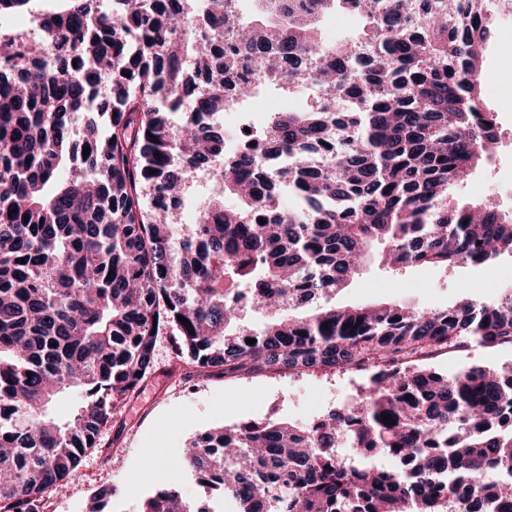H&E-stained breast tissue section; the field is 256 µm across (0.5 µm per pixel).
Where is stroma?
Wrapping results in <instances>:
<instances>
[{
  "mask_svg": "<svg viewBox=\"0 0 512 512\" xmlns=\"http://www.w3.org/2000/svg\"><path fill=\"white\" fill-rule=\"evenodd\" d=\"M512 16L499 21L485 51L481 88L497 112L500 141L461 188L465 202H493L512 211ZM512 292V260L479 267H419L395 276L367 264L339 292L340 305L395 300L418 307L442 308L470 294L499 297ZM480 362L512 363V347L487 352L469 346L437 357L431 365L443 374ZM361 378L336 370L314 373H263L239 378L206 376L174 355L172 336H160L152 370L126 401L121 417L101 434V451L88 455L62 495H48L40 512H87L91 497L115 488L112 512H137L140 503L164 484L177 486L188 499L204 498L194 475L173 462L204 432L246 419L300 422L355 394Z\"/></svg>",
  "mask_w": 512,
  "mask_h": 512,
  "instance_id": "obj_1",
  "label": "stroma"
}]
</instances>
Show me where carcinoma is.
<instances>
[{"instance_id":"obj_1","label":"carcinoma","mask_w":512,"mask_h":512,"mask_svg":"<svg viewBox=\"0 0 512 512\" xmlns=\"http://www.w3.org/2000/svg\"><path fill=\"white\" fill-rule=\"evenodd\" d=\"M30 2L0 0V17ZM243 2L65 0L41 25L47 60L0 68V512L64 488L166 331L198 373L364 376L305 423L190 443L178 464L235 512H512V364L427 366L512 346V294L332 303L368 261L512 258V214L456 195L499 140L483 52L512 0H251L256 19ZM336 9L362 32L323 40ZM292 89L306 109L224 150L216 118ZM199 172L220 195L184 224ZM138 512L212 510L163 486ZM480 362L488 365L512 363V347L503 348L496 352H485L479 347L468 346L458 351L448 353L430 361V365L443 374H452L462 366Z\"/></svg>"}]
</instances>
